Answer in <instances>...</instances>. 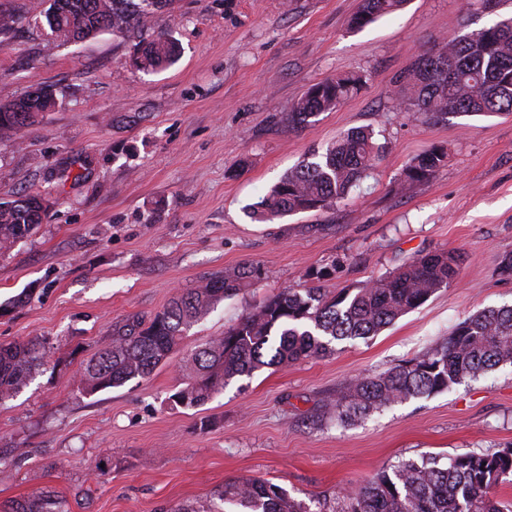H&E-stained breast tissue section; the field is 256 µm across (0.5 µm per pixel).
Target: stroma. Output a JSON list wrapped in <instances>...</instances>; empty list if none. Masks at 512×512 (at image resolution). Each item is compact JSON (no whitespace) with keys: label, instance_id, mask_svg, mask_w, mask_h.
<instances>
[{"label":"stroma","instance_id":"1","mask_svg":"<svg viewBox=\"0 0 512 512\" xmlns=\"http://www.w3.org/2000/svg\"><path fill=\"white\" fill-rule=\"evenodd\" d=\"M360 0H177L143 37L172 35L178 61L134 64L135 38L62 43L35 24L41 0H0L16 15L0 39V104L52 87L56 106L0 141V203L28 192L53 207L0 251V344L36 340L46 365L0 401V507L43 494L64 512H217L224 483L260 478L323 512L344 490L404 460L512 445V365L351 425L336 395L426 352L452 327L512 305V115L406 109L402 81L442 41L512 16L478 0H408L360 30ZM356 71L365 86L303 127L288 114L313 84ZM373 131L375 168L330 211L252 221L246 208L313 151ZM448 160L401 186L431 146ZM456 250L458 277L370 339L239 377L206 404L175 405L191 354L284 288L365 285L411 256ZM250 266L238 295L188 330L148 378L86 394L87 361L115 329L148 323L203 278Z\"/></svg>","mask_w":512,"mask_h":512}]
</instances>
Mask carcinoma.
Returning a JSON list of instances; mask_svg holds the SVG:
<instances>
[{"mask_svg": "<svg viewBox=\"0 0 512 512\" xmlns=\"http://www.w3.org/2000/svg\"><path fill=\"white\" fill-rule=\"evenodd\" d=\"M407 0H361L351 27L362 28L395 13ZM172 0H51L39 13L50 35L67 43L102 31L128 34L143 30L154 11ZM179 54L165 34L137 45L135 62L161 70ZM364 83L350 73L310 86L288 113V127L298 129L312 116L341 105ZM407 102L434 121L455 115L512 114V17L476 33L454 38L422 57L406 76ZM14 112H0V140L34 124L55 105L26 94L13 100ZM378 156L372 135L352 130L303 159L288 171L248 216L265 223L277 217L324 211L345 199ZM448 153L433 146L414 157L404 170L411 184L432 178ZM41 193L0 203V250L28 235L47 216ZM461 255L455 251L418 254L397 270L361 288L341 289L329 296L319 287L284 288L266 297L236 324L192 353L183 387L172 395L175 404L196 408L236 377L269 366L293 364L335 351L337 342L378 335L398 318L422 306L457 277ZM252 270L240 267L206 278L177 296L148 326H132L112 334L84 368L83 390L94 394L150 376L167 361L184 331L214 305L243 288ZM35 341L0 345V400L29 381L40 361ZM512 364V306L478 311L455 325L449 335L420 357L373 376L350 380L336 397V421L351 423L388 405L430 397L452 389L503 364ZM512 482V446L494 452H467L442 466L434 458L405 460L358 489L342 494L347 512H512L497 489ZM219 499L232 512H312L282 487L264 480L241 479L224 484ZM10 512H61L44 497L11 504Z\"/></svg>", "mask_w": 512, "mask_h": 512, "instance_id": "obj_1", "label": "carcinoma"}]
</instances>
